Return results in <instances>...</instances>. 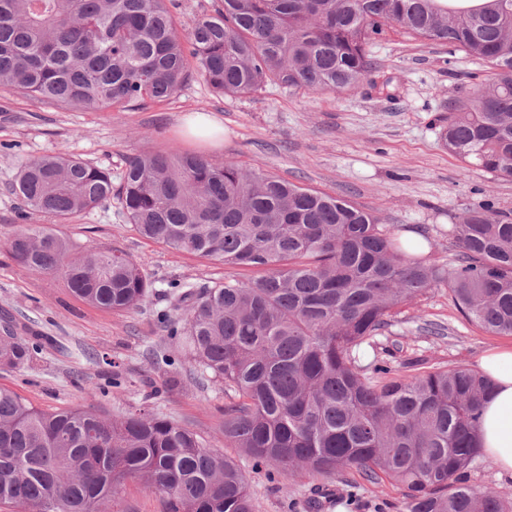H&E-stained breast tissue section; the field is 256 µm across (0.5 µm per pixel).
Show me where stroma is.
Segmentation results:
<instances>
[{
    "label": "stroma",
    "instance_id": "stroma-1",
    "mask_svg": "<svg viewBox=\"0 0 512 512\" xmlns=\"http://www.w3.org/2000/svg\"><path fill=\"white\" fill-rule=\"evenodd\" d=\"M374 68L358 88L289 92L278 87L246 96H218L198 76L162 104L123 112L82 111L48 103L19 90H0V327L46 343L32 364L0 367V387L44 409L92 406L117 416L132 407L167 415L224 447L220 434L230 397L218 384L185 383L165 389L146 356L167 342L161 316L169 292L183 284L211 286L249 269L177 252L141 238L117 201H108L68 224L40 213H20L13 191L28 158L47 152L87 161L120 179L134 156L164 151L237 160L297 185L376 212L393 230L427 237L437 256L454 250L446 235L481 203L512 215V178H495L458 160L443 145L448 104L486 85L492 68L450 52L447 45L387 30L371 50ZM216 117L224 145L202 148L184 131L186 118ZM60 229L77 249L119 250L152 278L154 291L141 309L113 312L92 307L55 274L18 265L6 248L22 223ZM395 360L421 359L451 368H477L488 349L511 345L512 335H493L470 322L447 289L435 288L401 309L380 337ZM255 512H305L303 497L314 477L269 480L249 474ZM321 512H397L400 490L390 481L370 483L348 472L326 482Z\"/></svg>",
    "mask_w": 512,
    "mask_h": 512
}]
</instances>
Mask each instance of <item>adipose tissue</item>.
<instances>
[{
	"instance_id": "adipose-tissue-1",
	"label": "adipose tissue",
	"mask_w": 512,
	"mask_h": 512,
	"mask_svg": "<svg viewBox=\"0 0 512 512\" xmlns=\"http://www.w3.org/2000/svg\"><path fill=\"white\" fill-rule=\"evenodd\" d=\"M479 367L492 382L479 428V446L499 474L512 476V346L486 351Z\"/></svg>"
}]
</instances>
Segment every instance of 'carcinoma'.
Wrapping results in <instances>:
<instances>
[{
  "label": "carcinoma",
  "instance_id": "cac0c4a2",
  "mask_svg": "<svg viewBox=\"0 0 512 512\" xmlns=\"http://www.w3.org/2000/svg\"><path fill=\"white\" fill-rule=\"evenodd\" d=\"M174 0H0V88L74 109L126 111L170 100L192 73L219 96L268 86L352 90L370 46L391 27L489 64L492 84L448 104L441 139L461 161L512 177V0H221L180 31ZM25 210L61 222L117 198L143 238L265 275L183 286L170 339L198 384L222 383L224 447L290 478L354 471L402 491L400 512H512L463 475L480 455L490 381L465 365H364L360 353L396 309L438 286L489 333L512 335V217L488 203L448 226L458 253L402 250L371 212L234 159L154 151L128 163L118 192L78 158L22 163ZM13 259L58 274L83 302L126 312L153 282L128 255L79 251L61 233L22 224ZM41 351L0 339V365ZM162 497L164 512H255L240 464L190 427L143 408L117 419L92 407L43 410L0 388V506L109 512L124 483Z\"/></svg>",
  "mask_w": 512,
  "mask_h": 512
}]
</instances>
